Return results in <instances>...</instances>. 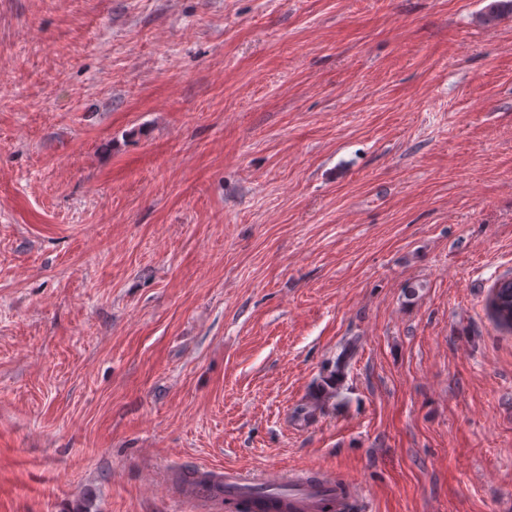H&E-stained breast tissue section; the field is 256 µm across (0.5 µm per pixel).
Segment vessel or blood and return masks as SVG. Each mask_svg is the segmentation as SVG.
Listing matches in <instances>:
<instances>
[{
    "mask_svg": "<svg viewBox=\"0 0 512 512\" xmlns=\"http://www.w3.org/2000/svg\"><path fill=\"white\" fill-rule=\"evenodd\" d=\"M285 496H276L277 486ZM182 496L202 497L213 512H355V488L328 475L307 472L250 476L227 467H202L194 482L178 489Z\"/></svg>",
    "mask_w": 512,
    "mask_h": 512,
    "instance_id": "obj_1",
    "label": "vessel or blood"
}]
</instances>
